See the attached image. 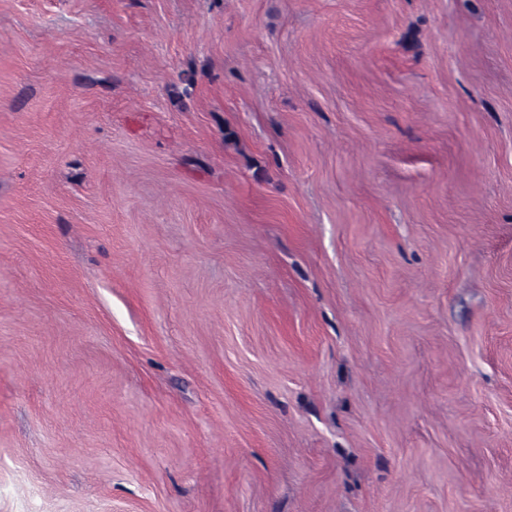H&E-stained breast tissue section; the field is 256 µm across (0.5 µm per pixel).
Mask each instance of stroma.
I'll list each match as a JSON object with an SVG mask.
<instances>
[{
	"instance_id": "stroma-1",
	"label": "stroma",
	"mask_w": 512,
	"mask_h": 512,
	"mask_svg": "<svg viewBox=\"0 0 512 512\" xmlns=\"http://www.w3.org/2000/svg\"><path fill=\"white\" fill-rule=\"evenodd\" d=\"M0 512H512V0H0Z\"/></svg>"
}]
</instances>
